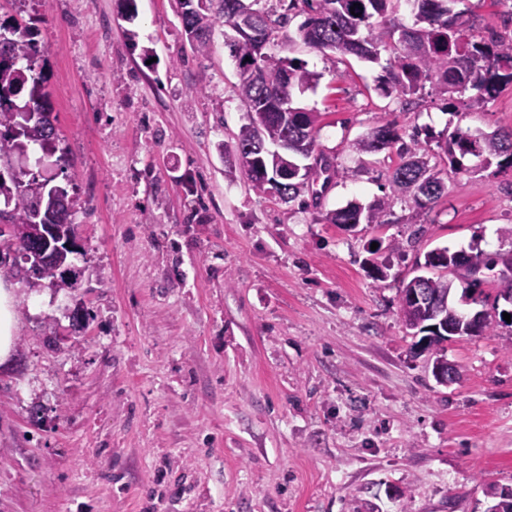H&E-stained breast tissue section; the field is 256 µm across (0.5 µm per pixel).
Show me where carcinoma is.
<instances>
[{
	"label": "carcinoma",
	"instance_id": "carcinoma-1",
	"mask_svg": "<svg viewBox=\"0 0 512 512\" xmlns=\"http://www.w3.org/2000/svg\"><path fill=\"white\" fill-rule=\"evenodd\" d=\"M207 2L208 6L193 10L189 0H178L184 34L198 56L209 51L219 19L232 28L240 20L236 7L239 0ZM390 2L289 0L287 10L295 9L306 15L298 29L299 38L319 50L332 65L336 58L349 56L375 63L381 52H389L382 90L408 104L429 87L448 100L465 95V106L473 109L512 87V36L491 32L475 38L469 33L463 13L453 8L458 0H407L415 16L411 27L387 19ZM355 3L360 7L353 10L351 6ZM287 19V14L269 7L252 10L248 21L262 28L272 43ZM10 27L14 30L12 39L0 45V160L10 158L19 141L51 153L58 150L61 142L52 117L47 79L40 65L39 29L31 22H15ZM228 46L239 75L236 93L247 114L268 115L262 131H256L250 122L241 127L238 136V151L252 189L294 201L320 180L322 187H327L339 171L330 156L315 152V118L311 112L295 106L293 100L294 92L301 93L316 84L320 74L308 70L301 61L274 53L257 57L246 40L234 38ZM287 135L304 138L302 147L294 152L303 162L295 164L297 176L276 190L269 184V177L278 164L276 145ZM394 147L400 162L389 176L392 194L409 197L419 206L425 200L440 197L445 186L438 174L429 169L427 146L420 140L419 132H413L405 142L396 126L386 123L356 142L361 153H379ZM444 152L457 172L465 170L461 159L467 155L481 157L488 164L495 159L498 166L512 168V130L476 135L458 126L446 137ZM250 157L255 158L252 165L248 164ZM0 198L4 202L0 215L6 218L0 227V264L3 258L11 257L16 275L23 279L46 280L63 291L76 287V272L69 258L77 252L79 243L76 225L71 220L74 198L69 192L57 195L50 179L28 170L11 174L8 180L0 173ZM390 206L387 198L366 211L346 206L326 214V221L384 224ZM46 224L58 225L62 236L53 243L55 261L38 265L35 257L47 247ZM435 255L434 250L427 252L418 267L427 270L425 287L445 303L444 309L432 316L425 303L409 300L405 285L398 290V307L413 336L439 351L448 341L441 319L458 316L449 305L454 281L466 282L462 290L466 295L490 282L485 272L497 265L512 271V254L497 259L481 253L462 254L458 258L451 254L446 264L435 263ZM484 495L493 509L512 496V488L489 484Z\"/></svg>",
	"mask_w": 512,
	"mask_h": 512
}]
</instances>
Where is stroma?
I'll return each instance as SVG.
<instances>
[{"label": "stroma", "instance_id": "obj_1", "mask_svg": "<svg viewBox=\"0 0 512 512\" xmlns=\"http://www.w3.org/2000/svg\"><path fill=\"white\" fill-rule=\"evenodd\" d=\"M0 0L38 22L64 163L43 168L76 201L80 285L17 295L14 364L0 371V512H485L512 485V327L456 336L458 383L415 355L398 288L436 248L512 251V170L438 148L461 126L512 129V89L484 107L384 96V63L328 66L292 13L273 51L319 73L295 93L319 150L348 176L282 201L232 165L246 111L216 26L193 55L176 0ZM474 36L500 0H457ZM429 134L444 194L396 201L384 224L327 211L390 195L395 151L359 154L373 128ZM88 328L73 332L75 306Z\"/></svg>", "mask_w": 512, "mask_h": 512}]
</instances>
